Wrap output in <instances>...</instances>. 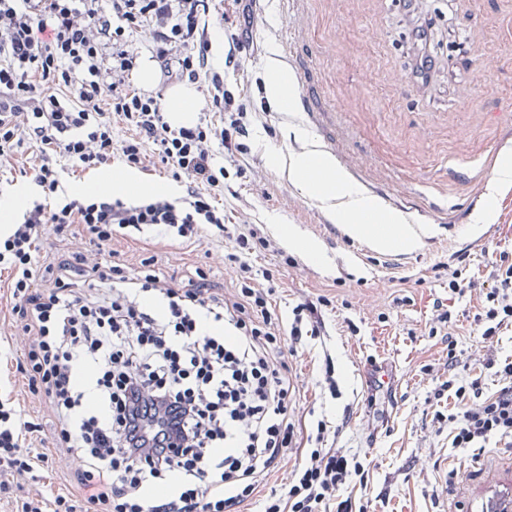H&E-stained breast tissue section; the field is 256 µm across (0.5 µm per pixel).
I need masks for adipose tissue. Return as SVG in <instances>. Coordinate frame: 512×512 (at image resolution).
Wrapping results in <instances>:
<instances>
[{"instance_id":"1","label":"adipose tissue","mask_w":512,"mask_h":512,"mask_svg":"<svg viewBox=\"0 0 512 512\" xmlns=\"http://www.w3.org/2000/svg\"><path fill=\"white\" fill-rule=\"evenodd\" d=\"M273 163L307 194L335 209L350 235L369 240L378 250L417 247L419 237L404 218L384 211L376 201L363 196L316 145L287 158L274 157Z\"/></svg>"}]
</instances>
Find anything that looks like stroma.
I'll return each instance as SVG.
<instances>
[{
    "instance_id": "1",
    "label": "stroma",
    "mask_w": 512,
    "mask_h": 512,
    "mask_svg": "<svg viewBox=\"0 0 512 512\" xmlns=\"http://www.w3.org/2000/svg\"><path fill=\"white\" fill-rule=\"evenodd\" d=\"M257 25H248L241 0H212L210 62L224 73V91L252 112L246 153L224 158V192L216 202L226 223L259 225L274 244L296 230L318 242L321 261L257 252V271H269L281 313L304 300L326 297L325 340H306L288 366L293 403L305 443L311 422L322 417L338 427L336 445L366 456L367 484L351 479L340 495L364 512H466L469 493L500 469L512 467V447L492 440L480 453L451 447L448 426L432 421L430 386L421 373H481L486 394L500 388L480 368L484 349L474 307L448 288L452 253L471 255L470 270L484 280L487 250L512 248V182L495 194L487 186L504 157H512V0H257ZM241 43L229 52L226 33ZM291 58L287 74L296 109L280 110L266 89L270 47ZM434 61L427 79L415 78L420 54ZM305 129L334 159L344 177L385 210L421 229L418 248L376 250L348 234L335 214L301 191L272 162L303 148L293 127ZM42 146L26 143L13 172L0 174V201L17 189L40 191L25 172ZM491 208L489 223L476 215ZM232 240L214 232L185 244L151 227L116 235L112 260L125 271L150 262L176 282L196 270L213 288L232 292L235 279L220 260ZM9 290L0 291V396L43 428L51 412L37 407L21 386L6 383L15 348L5 317ZM457 323L452 333L460 356L448 364L443 336L430 335L434 302ZM356 333H349L348 324ZM335 362L340 395L321 388L324 353ZM376 360L389 374L395 399L386 418L369 416L362 404V371ZM451 493L434 501L432 489L449 471Z\"/></svg>"
}]
</instances>
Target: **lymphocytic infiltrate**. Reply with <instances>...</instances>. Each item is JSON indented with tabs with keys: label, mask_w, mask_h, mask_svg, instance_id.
<instances>
[{
	"label": "lymphocytic infiltrate",
	"mask_w": 512,
	"mask_h": 512,
	"mask_svg": "<svg viewBox=\"0 0 512 512\" xmlns=\"http://www.w3.org/2000/svg\"><path fill=\"white\" fill-rule=\"evenodd\" d=\"M209 11V0H0V167L24 140L43 146L30 172L41 197L0 234V272L10 281L20 344L13 376L55 419L44 440L40 423L0 399V495L10 493L11 478L39 482L36 468L48 465L52 449L79 462L64 492L49 499L35 488L8 501L7 512H242L293 447L286 358L304 338L324 335L320 308L328 300L298 303L283 318L250 263L269 240L254 227L231 232L215 202L224 190L215 154L246 152L249 117L225 95L223 72L209 65ZM142 32L164 77L206 79L224 121L173 126L163 91L131 89L132 37ZM118 121L133 132L119 145L112 140ZM150 152L173 179L191 181L181 202L59 194L60 160L89 171L117 157L140 169ZM146 227L186 243L206 230L234 234L224 256L234 293L214 291L201 271L182 286L150 268L125 274L112 262V239ZM48 230L72 243L57 266L41 269L37 253ZM452 259L448 287L475 293L483 366L501 387L488 396L481 376L424 373L436 422L453 427L452 447L482 449L512 438V357L497 355L501 330L512 326V256L500 252L479 284L463 280L469 253ZM85 364L95 368L91 398L79 380ZM329 432L317 420L314 447L263 512H354L338 491L369 472L359 456L330 447Z\"/></svg>",
	"instance_id": "f902f5d3"
}]
</instances>
